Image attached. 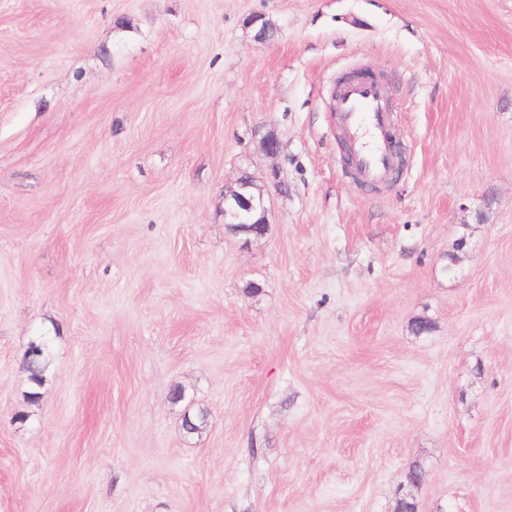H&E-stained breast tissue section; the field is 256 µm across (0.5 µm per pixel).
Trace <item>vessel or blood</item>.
Here are the masks:
<instances>
[{"label": "vessel or blood", "instance_id": "vessel-or-blood-1", "mask_svg": "<svg viewBox=\"0 0 512 512\" xmlns=\"http://www.w3.org/2000/svg\"><path fill=\"white\" fill-rule=\"evenodd\" d=\"M385 97L386 87L376 79L344 84L336 97L352 165L359 177L369 183L388 180L394 165Z\"/></svg>", "mask_w": 512, "mask_h": 512}]
</instances>
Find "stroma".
Segmentation results:
<instances>
[{
    "instance_id": "35a3bbf8",
    "label": "stroma",
    "mask_w": 512,
    "mask_h": 512,
    "mask_svg": "<svg viewBox=\"0 0 512 512\" xmlns=\"http://www.w3.org/2000/svg\"><path fill=\"white\" fill-rule=\"evenodd\" d=\"M355 69L405 148L377 188ZM261 172L249 239L224 192ZM402 498L512 512V0H0V512ZM386 87L375 80L344 84L336 97V112L350 144L353 169L369 183L387 181L394 165V151L401 159V145L394 134L387 135L389 119L385 109ZM28 366V371L30 374V381L32 383L33 390L29 392V397L31 399H37L40 397L41 392L38 390L43 387L46 382V373L49 369V355L45 352V348L43 347V355L38 359H30L29 363L26 364Z\"/></svg>"
}]
</instances>
